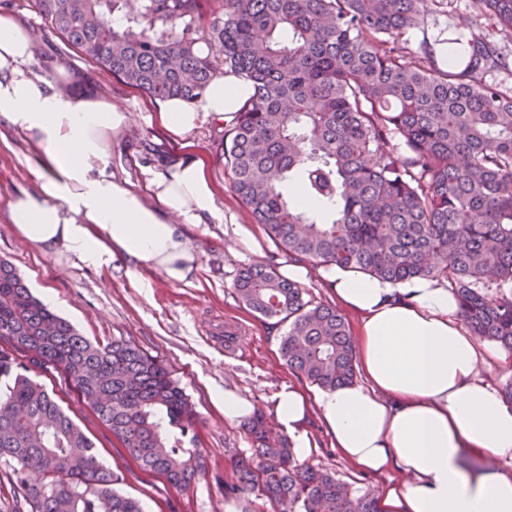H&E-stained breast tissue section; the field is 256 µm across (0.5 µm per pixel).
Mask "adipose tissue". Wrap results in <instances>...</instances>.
Masks as SVG:
<instances>
[{
	"instance_id": "adipose-tissue-1",
	"label": "adipose tissue",
	"mask_w": 512,
	"mask_h": 512,
	"mask_svg": "<svg viewBox=\"0 0 512 512\" xmlns=\"http://www.w3.org/2000/svg\"><path fill=\"white\" fill-rule=\"evenodd\" d=\"M37 46L26 26L0 15V122L42 152L40 186L10 204L20 237L81 264L107 269L124 256L140 269L185 283L198 268L191 234L202 217L223 222L207 160L189 150L148 169L154 198L115 180L112 137L129 123L111 101L68 90L62 61L37 73ZM246 82L218 76L195 103L165 101L161 124L183 135L227 122L249 98ZM319 272L338 301L360 315L352 339L362 380L307 397L285 386L275 395L279 426L302 454L310 407L323 416L340 457L403 480L381 488V512H512V407L487 382L490 359L460 323L447 284L393 283L336 265ZM486 467L469 471L466 455Z\"/></svg>"
}]
</instances>
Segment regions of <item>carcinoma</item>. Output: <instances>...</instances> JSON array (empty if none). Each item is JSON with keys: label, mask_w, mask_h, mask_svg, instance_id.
Wrapping results in <instances>:
<instances>
[{"label": "carcinoma", "mask_w": 512, "mask_h": 512, "mask_svg": "<svg viewBox=\"0 0 512 512\" xmlns=\"http://www.w3.org/2000/svg\"><path fill=\"white\" fill-rule=\"evenodd\" d=\"M425 0H32L66 49L153 100H197L220 74L248 82L220 149L231 188L284 253L394 283H448L478 339L512 357V88L485 39L440 66L434 46L398 38ZM512 33V0H483ZM288 39H281L283 32ZM301 185L316 211L294 204ZM238 299L288 324L280 353L321 389L353 382L336 308L305 299L273 265L241 268ZM59 370L146 473L191 486L204 469L196 416L164 363L122 338L82 336L0 259V463L10 512H142L92 441L31 375ZM229 491L282 512H379L326 470L301 467L264 412Z\"/></svg>", "instance_id": "obj_1"}]
</instances>
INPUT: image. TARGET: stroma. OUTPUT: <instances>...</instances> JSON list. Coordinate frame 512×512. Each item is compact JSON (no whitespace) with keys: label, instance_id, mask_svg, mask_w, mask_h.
<instances>
[{"label":"stroma","instance_id":"obj_1","mask_svg":"<svg viewBox=\"0 0 512 512\" xmlns=\"http://www.w3.org/2000/svg\"><path fill=\"white\" fill-rule=\"evenodd\" d=\"M3 12L38 31L40 55L65 59L76 78L89 72L88 62L69 53L58 37L45 33L43 20L28 0H0ZM447 38L463 44L484 38L512 57V37L503 36L495 19L475 9L473 0H428L422 24L407 30L401 40L415 47L425 40ZM96 93L131 114L129 127L112 139L113 177L145 190L144 169L157 162L151 145L162 146L169 160L182 153L185 145H192L206 156L217 203L225 214L233 215V222L219 224L206 218L193 227L200 253L198 270L188 284L169 283L159 273L139 270L120 256L113 259L111 268L97 271L47 251L23 240L9 218V204L16 195L39 185V150L22 134L0 124V259L11 262L33 294L83 336L104 343L123 338L159 357L188 395L207 470L190 488L180 489L143 473L63 377H45L47 388L60 395L63 408L92 440L103 463L121 475L120 491L139 500L144 512H224L229 499L223 484L234 477L230 456L235 451L250 455L251 444L242 423L225 420L214 394L231 390L272 421L274 397L282 385L296 384L310 395L316 391L280 356L286 324L250 311L234 292L241 267L267 262L278 249L231 189V173L218 148L223 123L207 122L176 136L158 119L160 102L107 76L99 79ZM241 225L253 233L257 250L238 243L236 231ZM306 429L313 448L305 464L334 473L352 493L373 497L380 487L396 481V474H374L341 459L319 411H311Z\"/></svg>","mask_w":512,"mask_h":512}]
</instances>
